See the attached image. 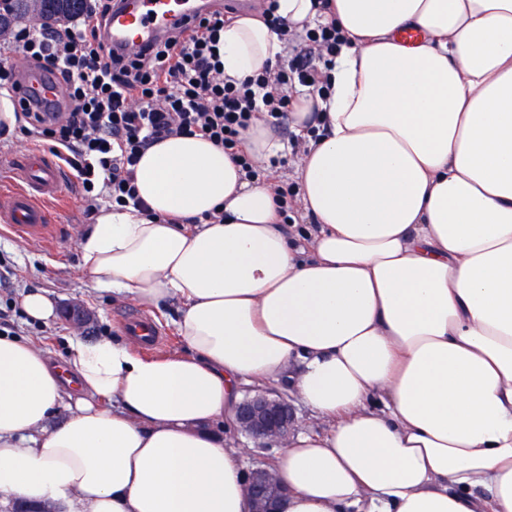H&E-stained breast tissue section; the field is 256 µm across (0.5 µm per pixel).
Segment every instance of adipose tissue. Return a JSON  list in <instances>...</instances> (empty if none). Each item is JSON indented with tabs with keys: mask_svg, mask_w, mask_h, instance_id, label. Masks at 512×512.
Instances as JSON below:
<instances>
[{
	"mask_svg": "<svg viewBox=\"0 0 512 512\" xmlns=\"http://www.w3.org/2000/svg\"><path fill=\"white\" fill-rule=\"evenodd\" d=\"M313 2L277 0L291 30L348 39L288 114L308 224L287 234L268 185L201 137L148 148V214L101 208L82 267L177 301L184 348L74 337L55 364L0 336V502L252 512L221 427L242 384L287 377L320 428L274 461L277 512H512V0ZM287 52L259 11L224 25L227 77Z\"/></svg>",
	"mask_w": 512,
	"mask_h": 512,
	"instance_id": "1",
	"label": "adipose tissue"
}]
</instances>
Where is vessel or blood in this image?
I'll use <instances>...</instances> for the list:
<instances>
[{
    "mask_svg": "<svg viewBox=\"0 0 512 512\" xmlns=\"http://www.w3.org/2000/svg\"><path fill=\"white\" fill-rule=\"evenodd\" d=\"M198 0H124L102 33L104 48L120 51L150 45L166 36L174 24L205 12ZM20 185L0 204V225L14 235L45 239L50 235L46 197L56 195L63 181L60 164L38 152H31L10 166ZM123 325L144 348L158 345V327L140 314L126 315Z\"/></svg>",
    "mask_w": 512,
    "mask_h": 512,
    "instance_id": "obj_1",
    "label": "vessel or blood"
}]
</instances>
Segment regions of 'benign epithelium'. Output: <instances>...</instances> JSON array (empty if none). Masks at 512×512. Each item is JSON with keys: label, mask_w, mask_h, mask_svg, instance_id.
I'll return each mask as SVG.
<instances>
[{"label": "benign epithelium", "mask_w": 512, "mask_h": 512, "mask_svg": "<svg viewBox=\"0 0 512 512\" xmlns=\"http://www.w3.org/2000/svg\"><path fill=\"white\" fill-rule=\"evenodd\" d=\"M64 316L74 329L81 330L90 312L73 305L66 309ZM294 426L295 415L288 400L268 390H256L246 395L237 406L235 431L258 446L285 447ZM247 481V493L254 504V512H269L271 506L286 495V488L269 466H258L248 472Z\"/></svg>", "instance_id": "7a95c632"}]
</instances>
